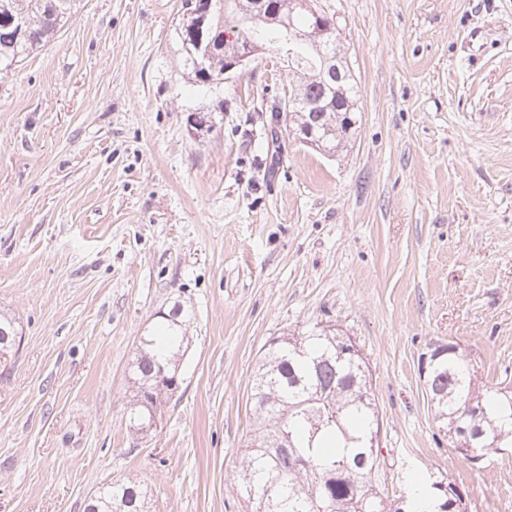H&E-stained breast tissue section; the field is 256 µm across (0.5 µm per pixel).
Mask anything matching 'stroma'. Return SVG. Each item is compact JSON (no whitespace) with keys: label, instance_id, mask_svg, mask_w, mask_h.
Instances as JSON below:
<instances>
[{"label":"stroma","instance_id":"35a3bbf8","mask_svg":"<svg viewBox=\"0 0 512 512\" xmlns=\"http://www.w3.org/2000/svg\"><path fill=\"white\" fill-rule=\"evenodd\" d=\"M314 6L358 86L332 155L271 126L296 80L275 51L187 82L181 0H82L0 73V310L22 331L0 365V512H84L119 479L155 512H246L256 363L317 323L366 358L391 498L444 479L467 512H512V448L459 457L420 377L438 342L486 385L512 373V0ZM210 110L193 136L188 114ZM177 301L181 387L141 434L129 366Z\"/></svg>","mask_w":512,"mask_h":512}]
</instances>
